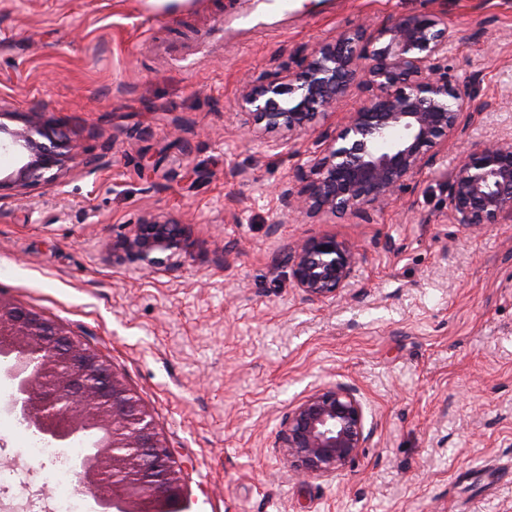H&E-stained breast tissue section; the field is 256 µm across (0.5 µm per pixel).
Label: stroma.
<instances>
[{
    "label": "stroma",
    "mask_w": 512,
    "mask_h": 512,
    "mask_svg": "<svg viewBox=\"0 0 512 512\" xmlns=\"http://www.w3.org/2000/svg\"><path fill=\"white\" fill-rule=\"evenodd\" d=\"M308 2L244 47L202 36L236 0H0V132L36 109L78 144L57 180L0 189V296L124 375L186 466L187 512H512V223L451 218L463 143L383 210L289 216L279 189L302 187L315 135L247 138L235 108L245 80L340 30L444 14L470 140L512 138V0ZM178 43L196 68L158 50ZM149 214L188 225L183 266L113 257ZM322 235L363 256L349 290L312 302L286 248ZM336 381L371 437L341 476L297 480L280 422Z\"/></svg>",
    "instance_id": "stroma-1"
}]
</instances>
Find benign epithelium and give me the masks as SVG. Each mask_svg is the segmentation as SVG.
I'll list each match as a JSON object with an SVG mask.
<instances>
[{
	"label": "benign epithelium",
	"instance_id": "obj_1",
	"mask_svg": "<svg viewBox=\"0 0 512 512\" xmlns=\"http://www.w3.org/2000/svg\"><path fill=\"white\" fill-rule=\"evenodd\" d=\"M454 40L444 16H391L368 28L341 30L314 45L296 66L243 86L237 106L248 130L290 142L308 135L318 118L337 112L353 87L368 91L359 107L345 113L339 130L320 133L324 148L306 162L305 186L281 193L288 213L382 210L448 141L465 137L473 114L468 95L450 86L437 66ZM11 145L25 158L10 180L19 188L56 180L76 150L64 124L44 112L29 113ZM448 210L468 228L512 223V140L466 148ZM112 255L158 268L187 255L183 227L146 218L112 243ZM360 259L357 246L334 236L288 246L293 282L310 301L340 296ZM0 343L18 354L0 372L12 383L7 408L20 423L62 444L84 425L99 429L101 447L77 462L76 470L103 512H158L165 496L184 498V465L105 356L59 321L1 296ZM369 438L363 401L342 382L304 396L280 431L285 456L304 478L340 475Z\"/></svg>",
	"mask_w": 512,
	"mask_h": 512
}]
</instances>
